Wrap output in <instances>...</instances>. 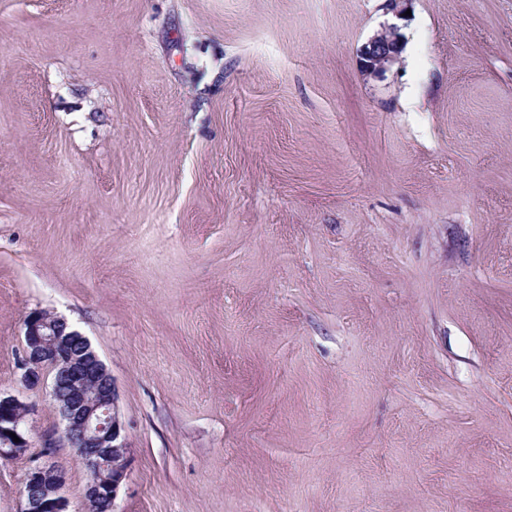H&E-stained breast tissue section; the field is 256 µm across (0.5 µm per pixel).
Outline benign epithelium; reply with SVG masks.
I'll list each match as a JSON object with an SVG mask.
<instances>
[{"mask_svg":"<svg viewBox=\"0 0 512 512\" xmlns=\"http://www.w3.org/2000/svg\"><path fill=\"white\" fill-rule=\"evenodd\" d=\"M400 54L399 26H386L364 47V72L379 77ZM21 381L35 389L51 378V391L63 422L60 434L43 438V461L33 462L25 475L19 512H68L62 489L69 469L53 460L56 449L70 448L88 473L85 501L98 512H116L118 491L127 476V446L117 407V392L104 363L85 336L69 329L54 313L35 310L24 320L23 348L18 361ZM29 406L0 395V456L14 459L31 447L24 424ZM19 441H14L11 434Z\"/></svg>","mask_w":512,"mask_h":512,"instance_id":"1","label":"benign epithelium"}]
</instances>
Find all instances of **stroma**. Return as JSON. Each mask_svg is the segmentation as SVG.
Returning <instances> with one entry per match:
<instances>
[{"mask_svg": "<svg viewBox=\"0 0 512 512\" xmlns=\"http://www.w3.org/2000/svg\"><path fill=\"white\" fill-rule=\"evenodd\" d=\"M0 0V393L111 373L117 512H512V0ZM399 35V26L393 23L369 40L360 60L364 72L379 77L388 70L400 54Z\"/></svg>", "mask_w": 512, "mask_h": 512, "instance_id": "1", "label": "stroma"}]
</instances>
